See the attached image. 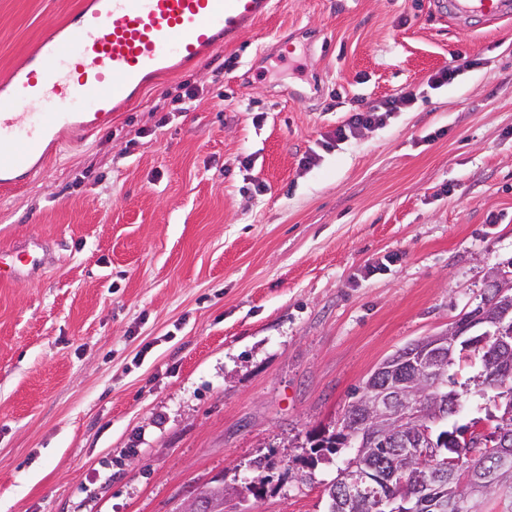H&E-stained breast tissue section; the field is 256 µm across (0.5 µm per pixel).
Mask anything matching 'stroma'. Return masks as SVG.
I'll use <instances>...</instances> for the list:
<instances>
[{
  "mask_svg": "<svg viewBox=\"0 0 512 512\" xmlns=\"http://www.w3.org/2000/svg\"><path fill=\"white\" fill-rule=\"evenodd\" d=\"M80 2L0 0V78ZM454 56L471 68L431 88ZM2 248L42 263L0 283V512H179L219 475L229 512H326L345 456L306 466L308 434L512 269V17L272 0L0 191ZM482 371L471 350L448 369L456 424L495 410ZM416 94L412 90L401 89L392 94L379 106L366 111L350 113L349 117L333 132V137L327 135L322 141V146L329 148L332 141L342 142L349 138H355L363 129L380 127L386 125L394 113L411 104Z\"/></svg>",
  "mask_w": 512,
  "mask_h": 512,
  "instance_id": "35a3bbf8",
  "label": "stroma"
}]
</instances>
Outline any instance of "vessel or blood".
Wrapping results in <instances>:
<instances>
[{"label":"vessel or blood","instance_id":"1","mask_svg":"<svg viewBox=\"0 0 512 512\" xmlns=\"http://www.w3.org/2000/svg\"><path fill=\"white\" fill-rule=\"evenodd\" d=\"M442 16L487 24L512 0H436ZM271 12V0H84L0 82V188L42 172L44 145L97 130L158 76L223 49ZM26 102L27 111L17 109Z\"/></svg>","mask_w":512,"mask_h":512}]
</instances>
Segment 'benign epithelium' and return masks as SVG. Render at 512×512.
Wrapping results in <instances>:
<instances>
[{"label":"benign epithelium","mask_w":512,"mask_h":512,"mask_svg":"<svg viewBox=\"0 0 512 512\" xmlns=\"http://www.w3.org/2000/svg\"><path fill=\"white\" fill-rule=\"evenodd\" d=\"M486 287L497 288L498 296H505L512 290V274L497 270L488 277ZM475 326L495 331L494 339L497 343L508 350L512 348V332L503 330L497 318L480 313L472 316L464 325L455 323L448 327V331L429 336L417 343L410 355V363L415 368L416 375L427 380L432 388L444 389L447 386L444 366L457 353L459 342L465 341V346L468 347L480 340L478 336L466 337L467 332ZM394 370L395 363L392 360L384 361L367 385L366 395L357 404L358 421L353 426L352 433L355 442L361 448L378 444L385 435L386 427L399 416L413 424L419 420L424 403L422 392L406 387L404 382L388 383L383 386L378 383L381 373H391ZM495 440L499 447L506 449L499 458L498 472L508 475L512 473V453L507 451V448L512 446V436L498 430L495 433ZM348 478V473L342 472L337 479V482L345 487L344 502L347 506L362 495L359 482L351 484ZM206 492L213 497L214 512H226L224 477L214 478Z\"/></svg>","instance_id":"benign-epithelium-1"}]
</instances>
